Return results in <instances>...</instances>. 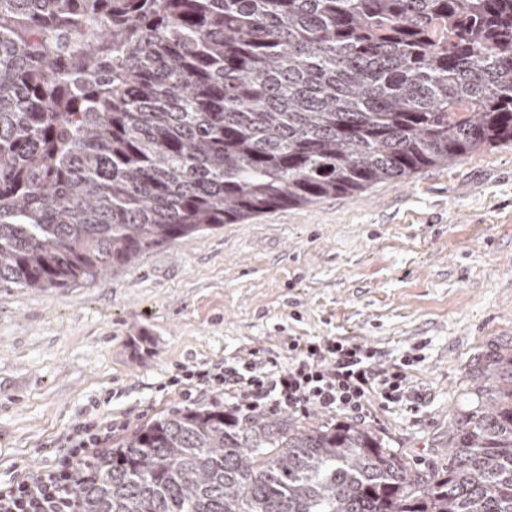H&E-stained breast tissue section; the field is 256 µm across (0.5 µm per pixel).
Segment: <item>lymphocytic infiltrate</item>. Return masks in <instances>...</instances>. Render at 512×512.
Here are the masks:
<instances>
[{
	"instance_id": "lymphocytic-infiltrate-1",
	"label": "lymphocytic infiltrate",
	"mask_w": 512,
	"mask_h": 512,
	"mask_svg": "<svg viewBox=\"0 0 512 512\" xmlns=\"http://www.w3.org/2000/svg\"><path fill=\"white\" fill-rule=\"evenodd\" d=\"M288 362L276 357L231 360L210 370L184 371V379H198L228 400L237 417L248 419L262 411L305 413L315 408L332 416L365 420L373 406L416 403L419 394L409 370L413 357L382 362L378 351L326 336L293 338ZM109 428L83 423L68 438L69 452L48 473L0 484V512H33L70 476L72 460L86 457L109 435Z\"/></svg>"
}]
</instances>
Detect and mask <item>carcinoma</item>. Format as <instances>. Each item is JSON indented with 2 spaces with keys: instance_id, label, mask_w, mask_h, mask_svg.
Returning <instances> with one entry per match:
<instances>
[{
  "instance_id": "cac0c4a2",
  "label": "carcinoma",
  "mask_w": 512,
  "mask_h": 512,
  "mask_svg": "<svg viewBox=\"0 0 512 512\" xmlns=\"http://www.w3.org/2000/svg\"><path fill=\"white\" fill-rule=\"evenodd\" d=\"M512 141V0H0V288ZM413 472L370 431L189 408L56 512H512V354Z\"/></svg>"
}]
</instances>
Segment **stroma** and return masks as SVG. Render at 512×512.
<instances>
[{"label":"stroma","instance_id":"stroma-1","mask_svg":"<svg viewBox=\"0 0 512 512\" xmlns=\"http://www.w3.org/2000/svg\"><path fill=\"white\" fill-rule=\"evenodd\" d=\"M298 336L417 354L421 401L364 427L416 472L447 467L487 365L512 353V142L187 237L92 282L0 288V484L52 469L79 423L111 424L116 448L155 419L223 408L170 378Z\"/></svg>","mask_w":512,"mask_h":512}]
</instances>
